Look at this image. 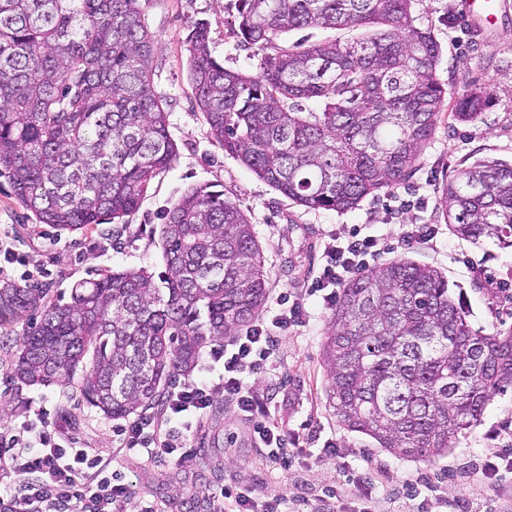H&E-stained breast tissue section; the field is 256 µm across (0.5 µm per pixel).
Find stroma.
Listing matches in <instances>:
<instances>
[{"mask_svg":"<svg viewBox=\"0 0 512 512\" xmlns=\"http://www.w3.org/2000/svg\"><path fill=\"white\" fill-rule=\"evenodd\" d=\"M460 2L414 0L412 11L417 24L431 29L441 46L437 76L449 97L477 88L488 93L489 101L473 121L440 116L417 173L404 187L367 198L346 213L310 210L288 200L211 140L188 79L186 37L198 21L210 27L213 58L231 70L255 72L256 59L233 25L237 0H139L155 39L152 79L177 148L174 165L155 178L124 228L120 246L108 239L106 224L60 234L37 223L4 174L0 225H12L13 247L29 266L45 267L40 282L56 299L105 269L161 271L156 230L163 212L191 186L211 183L250 221L264 258L269 298L284 290L304 295L321 265L327 236H343L353 225L368 224L385 238L387 259L409 258L444 272L473 329L485 334L512 329V299L487 284L491 278L512 282V249L489 239L477 244L461 240L437 221L441 190L456 169L477 160L512 163V9L478 30L461 19ZM433 223L438 235L432 244L404 242L412 225ZM305 308V323L294 328L255 392L264 420L298 436L290 452L303 464L307 487H295L292 474L269 467L253 444L251 424L222 399L198 433V453L192 459H129L113 446L112 418L84 403L76 384L29 387L12 380L8 366L15 344L10 340L0 342V420L18 426L35 419L40 409H68L69 431L78 445L111 457L129 483L123 512H140L147 495L154 497L159 512H210L207 490L224 485L255 490L264 499L286 498L288 512H317L321 503L315 492L322 488L354 503L360 495L356 475L364 468L374 470L380 483L371 512H391L387 491L406 480L426 481L434 488L426 500L412 503L413 512H459L469 497L512 502V473L486 482L475 474L481 463L512 455V388L489 401L480 423L459 435L447 455L432 462L396 458L371 439L344 430L329 408L321 351L331 311L314 296L306 297ZM328 439L335 441L334 450L324 449Z\"/></svg>","mask_w":512,"mask_h":512,"instance_id":"1","label":"stroma"}]
</instances>
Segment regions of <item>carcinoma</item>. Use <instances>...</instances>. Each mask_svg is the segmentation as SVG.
Returning <instances> with one entry per match:
<instances>
[{
  "label": "carcinoma",
  "mask_w": 512,
  "mask_h": 512,
  "mask_svg": "<svg viewBox=\"0 0 512 512\" xmlns=\"http://www.w3.org/2000/svg\"><path fill=\"white\" fill-rule=\"evenodd\" d=\"M413 0H237L238 35L257 71L224 68L210 28L189 34L188 77L209 134L292 202L352 211L418 171L440 112L472 121L488 95L447 103L441 49ZM359 29L351 41L296 51L278 36ZM155 41L138 0H0V170L55 231L116 224L112 241L176 147L156 93ZM453 235L512 247V165L478 161L443 186ZM164 270L107 269L48 301L39 285L0 283V333L18 335L9 368L28 386L79 376L82 400L135 417L203 353L256 321L267 276L252 224L200 184L164 212ZM326 397L343 428L401 457L431 460L512 387V331L472 330L438 268L400 258L339 293L322 347Z\"/></svg>",
  "instance_id": "carcinoma-1"
}]
</instances>
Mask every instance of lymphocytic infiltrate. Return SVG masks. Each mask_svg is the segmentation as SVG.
Returning a JSON list of instances; mask_svg holds the SVG:
<instances>
[{
  "mask_svg": "<svg viewBox=\"0 0 512 512\" xmlns=\"http://www.w3.org/2000/svg\"><path fill=\"white\" fill-rule=\"evenodd\" d=\"M382 238L354 226L344 238L329 237L323 262L306 292L335 304L338 290L369 269ZM305 305L295 293H280L268 315L231 340L210 348L197 376L176 382L157 412L113 425L112 438L126 454L186 461L197 453L195 432L212 411L217 395L235 403L253 425V441L272 468L288 470L291 440L286 431L260 421V405L248 382L260 377L291 329L301 326ZM0 461L25 474L22 484L0 493V512H120L129 484L111 458L78 447L65 417L36 419L20 427L0 425ZM213 512H283L282 498L259 500L253 491L233 487L209 490Z\"/></svg>",
  "mask_w": 512,
  "mask_h": 512,
  "instance_id": "lymphocytic-infiltrate-1",
  "label": "lymphocytic infiltrate"
}]
</instances>
